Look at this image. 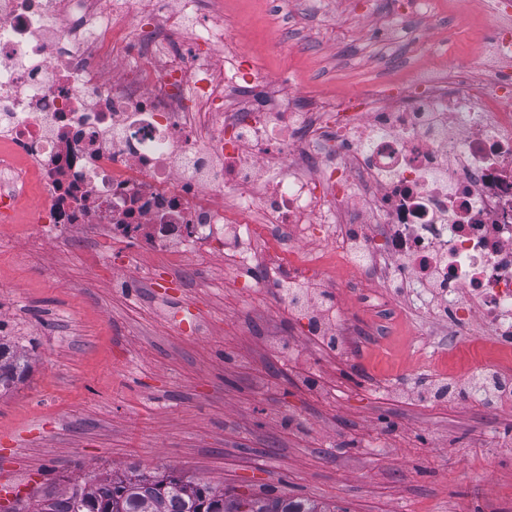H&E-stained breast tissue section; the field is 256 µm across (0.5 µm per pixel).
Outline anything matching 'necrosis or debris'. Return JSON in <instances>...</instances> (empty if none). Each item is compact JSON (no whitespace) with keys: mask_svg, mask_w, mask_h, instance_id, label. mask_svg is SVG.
I'll use <instances>...</instances> for the list:
<instances>
[{"mask_svg":"<svg viewBox=\"0 0 512 512\" xmlns=\"http://www.w3.org/2000/svg\"><path fill=\"white\" fill-rule=\"evenodd\" d=\"M435 2L389 0L399 37L360 95L303 101L200 0H0V213L34 187L40 223L219 258L290 304L333 253L487 327L469 372L510 377L512 0L487 18L496 62L400 76L415 24L452 41Z\"/></svg>","mask_w":512,"mask_h":512,"instance_id":"4bbe7bcc","label":"necrosis or debris"}]
</instances>
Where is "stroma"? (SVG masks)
Here are the masks:
<instances>
[{"label":"stroma","mask_w":512,"mask_h":512,"mask_svg":"<svg viewBox=\"0 0 512 512\" xmlns=\"http://www.w3.org/2000/svg\"><path fill=\"white\" fill-rule=\"evenodd\" d=\"M495 0H442L466 13L446 53L416 42L411 70L490 52ZM373 7L367 26L358 16ZM227 35L261 72L301 99L358 94L389 30L386 0H214ZM135 275L93 263L89 235L63 232L40 254L0 249V318L29 356L0 392V506L93 475L173 469L229 493L288 497L323 512H512V403L441 398L488 334L389 293L398 317L370 335L366 283L329 261L336 305L356 344L310 334L278 293L247 287L213 259L173 269L136 244ZM425 351H418L419 342Z\"/></svg>","instance_id":"35a3bbf8"}]
</instances>
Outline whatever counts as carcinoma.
Wrapping results in <instances>:
<instances>
[{
	"instance_id": "carcinoma-1",
	"label": "carcinoma",
	"mask_w": 512,
	"mask_h": 512,
	"mask_svg": "<svg viewBox=\"0 0 512 512\" xmlns=\"http://www.w3.org/2000/svg\"><path fill=\"white\" fill-rule=\"evenodd\" d=\"M28 371V356L0 339V389L8 390ZM243 504L245 512H319L303 500L256 495L229 499L209 483L173 471L137 468L46 490L33 506L19 512H239Z\"/></svg>"
}]
</instances>
